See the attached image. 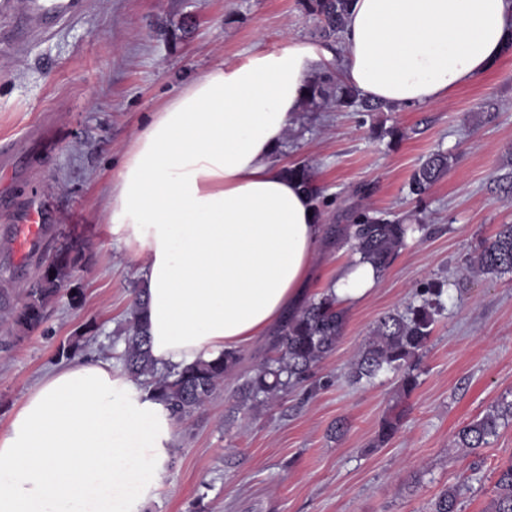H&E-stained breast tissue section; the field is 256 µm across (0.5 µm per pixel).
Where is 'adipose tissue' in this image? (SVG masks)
I'll list each match as a JSON object with an SVG mask.
<instances>
[{
  "instance_id": "adipose-tissue-1",
  "label": "adipose tissue",
  "mask_w": 512,
  "mask_h": 512,
  "mask_svg": "<svg viewBox=\"0 0 512 512\" xmlns=\"http://www.w3.org/2000/svg\"><path fill=\"white\" fill-rule=\"evenodd\" d=\"M511 54L512 0H352L339 57L293 40L186 83L105 189L113 236L143 259L157 365L214 358L305 302L325 227L275 157L314 68L402 110L448 99ZM380 280L356 256L323 291L344 309ZM174 440L165 407L110 360L56 368L0 433V512H144Z\"/></svg>"
}]
</instances>
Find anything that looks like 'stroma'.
I'll list each match as a JSON object with an SVG mask.
<instances>
[{
	"mask_svg": "<svg viewBox=\"0 0 512 512\" xmlns=\"http://www.w3.org/2000/svg\"><path fill=\"white\" fill-rule=\"evenodd\" d=\"M21 51L0 50V142L45 113L60 115L53 148L34 156L59 220L50 247L77 238L85 254L42 326L14 338L0 317V430L23 396L59 367L60 345L79 334V359L115 358L117 334L139 283L140 259L118 245L101 212L102 190L118 172L135 132L191 79L297 38L317 43L303 0H91ZM496 108L486 121L483 104ZM394 127L380 139L377 127ZM447 173L424 203L408 191L435 151ZM512 151V56L446 101L399 112H298L277 159L306 162L325 189L323 224L354 210L388 212L418 228L369 297L347 311L344 335L321 364L325 387L301 390L259 414L235 411L234 391L267 356L268 337L242 348L236 375L176 426L172 466L145 512H426L443 489L464 484L462 512H484L500 468L512 463V420L486 447H455L463 424L512 400V274L467 271L475 248L512 224V196L493 180ZM369 194H361V187ZM0 258V289L21 307L46 260ZM448 282L444 309L425 350L419 386L387 444L374 441L395 401V377L353 386L344 373L386 312L422 283ZM79 289L71 299V289ZM344 436L331 437L336 421Z\"/></svg>",
	"mask_w": 512,
	"mask_h": 512,
	"instance_id": "1",
	"label": "stroma"
}]
</instances>
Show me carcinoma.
<instances>
[{
	"instance_id": "cac0c4a2",
	"label": "carcinoma",
	"mask_w": 512,
	"mask_h": 512,
	"mask_svg": "<svg viewBox=\"0 0 512 512\" xmlns=\"http://www.w3.org/2000/svg\"><path fill=\"white\" fill-rule=\"evenodd\" d=\"M351 0H307V8L315 16L321 38L340 37ZM331 105L338 110L383 112L387 107L366 100L352 88L323 74L310 80L302 106L317 112ZM450 157L444 152L431 154L413 174L409 192L422 202L428 190L448 170ZM291 178L309 190L316 210L324 205L321 190L315 184L311 168L304 162L285 169ZM346 238L352 249L377 268L386 269L407 245L412 225L400 218L384 214L353 211L348 214ZM83 257L82 244L72 240L48 257L37 286L26 293L23 305L13 311L9 328L30 332L40 326L44 309L60 293L72 271ZM474 269L500 277L512 273V224H501L490 241H483L473 257ZM447 281L434 279L417 292L418 299L403 311H392L376 323L362 345L347 373L352 383L372 382L380 374L392 372L399 376V395L408 397L418 386L421 359L433 333L435 316L442 309V296ZM143 301L135 299L125 328L122 367L126 375L147 385L148 392L167 409L176 422H183L200 410L224 386L242 359L239 350H227L211 360H199L184 367L160 369L148 345L142 317ZM346 311L323 294L315 295L301 308L287 314L279 323L271 355L260 363L238 387L237 407L257 410L282 394L300 387L313 392L320 387L316 371L331 354L343 335ZM406 409L385 416L378 431V442L390 441L399 431ZM512 419V400L502 401L482 418L463 425L455 435L458 448L476 450L488 444L500 425ZM463 486L443 490L431 503L430 512H458ZM486 512H512V463L501 468L495 482V494Z\"/></svg>"
}]
</instances>
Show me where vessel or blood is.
I'll use <instances>...</instances> for the list:
<instances>
[{
	"instance_id": "1",
	"label": "vessel or blood",
	"mask_w": 512,
	"mask_h": 512,
	"mask_svg": "<svg viewBox=\"0 0 512 512\" xmlns=\"http://www.w3.org/2000/svg\"><path fill=\"white\" fill-rule=\"evenodd\" d=\"M88 7V0H0V11L13 18L16 35L31 38L45 34L51 23L81 16ZM50 132V125L35 124L0 148V176L6 180L0 186V219L7 224L5 238L12 244L10 255L15 260L38 252L57 220L43 172L29 165L33 147L46 141ZM21 176L33 179L35 189L19 203L12 197L10 184Z\"/></svg>"
}]
</instances>
